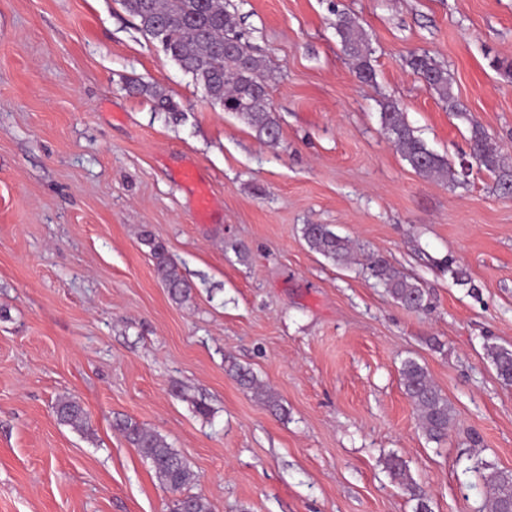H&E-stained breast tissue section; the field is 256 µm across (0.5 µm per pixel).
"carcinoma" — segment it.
Instances as JSON below:
<instances>
[{
    "mask_svg": "<svg viewBox=\"0 0 512 512\" xmlns=\"http://www.w3.org/2000/svg\"><path fill=\"white\" fill-rule=\"evenodd\" d=\"M123 8L138 21L139 30L158 41L164 52L188 75L203 87L207 97L226 112L243 116L260 140L278 139L279 126L273 116L267 91L266 59L252 54L242 43L235 14L226 8L224 0H120ZM336 33L340 36L345 55L357 76L365 82L375 78L371 51L357 35V24L343 11H336ZM406 66L434 90L448 110L465 120L470 132V157L478 168L494 178L495 191L503 197L512 196V156L504 155L490 145L489 136L468 113L459 108L452 93L448 69L427 52L413 51L405 59ZM132 91L155 99L156 108L176 119L181 116L177 103L161 95L153 86L136 84ZM380 123L410 167L424 178L443 177L449 183L459 181L461 172L448 158L430 149L408 124L399 103H382ZM303 238L315 252L336 265L351 260V248L345 237L337 235L325 224H306ZM155 260V272L169 298L178 305L191 299L192 286L183 277L177 264L168 256L165 246L148 237ZM368 275L381 285L399 305L420 311L430 302L420 284L395 270L388 260L374 254L366 265ZM488 357L498 377L512 384V349L492 346ZM227 371L247 389L256 386L254 374L230 363ZM402 384L406 395L420 414L427 439L438 442L448 435L454 417L448 398L429 379L427 368L409 358L403 362ZM60 423L77 430L89 429V416L75 398H63L56 405ZM117 429L150 464L160 485L180 491L195 480L186 460L171 448L160 434L142 427L128 417L116 420ZM385 467L392 477L404 485L417 500L415 512H431L429 504L411 482L406 463L391 456ZM485 484L492 491L491 512H512V472L499 471L484 463ZM171 512H211L209 502L199 495H186L171 504Z\"/></svg>",
    "mask_w": 512,
    "mask_h": 512,
    "instance_id": "obj_1",
    "label": "carcinoma"
}]
</instances>
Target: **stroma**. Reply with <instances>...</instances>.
I'll list each match as a JSON object with an SVG mask.
<instances>
[{"mask_svg":"<svg viewBox=\"0 0 512 512\" xmlns=\"http://www.w3.org/2000/svg\"><path fill=\"white\" fill-rule=\"evenodd\" d=\"M229 9L267 61L277 141L211 104L119 0H0V512H169L118 417L166 438L211 512H415L385 469L393 454L432 512H489L472 466L512 471V385L486 355L512 348V198L476 168L463 185L419 176L379 112L397 100L429 148L468 158L467 123L405 65L426 50L512 155V76L491 65L512 61V0ZM338 9L373 51V82L343 53ZM306 224L383 254L431 309L312 251ZM146 232L192 284L187 304L159 282ZM408 358L454 408L441 442L404 392ZM232 361L281 411L227 374ZM62 397L83 404L87 432L58 421ZM132 91L140 95L151 96L153 99H155L156 108L161 112H165L168 115H171L174 119H177L182 115V113L179 112L177 103H175L171 98H167L161 95L151 85L139 83L132 86Z\"/></svg>","mask_w":512,"mask_h":512,"instance_id":"obj_1","label":"stroma"}]
</instances>
